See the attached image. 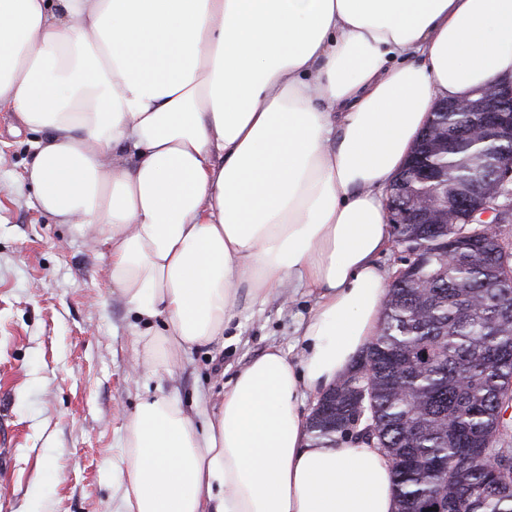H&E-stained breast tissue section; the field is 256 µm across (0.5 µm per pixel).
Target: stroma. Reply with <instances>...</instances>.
Here are the masks:
<instances>
[{"label":"stroma","instance_id":"obj_1","mask_svg":"<svg viewBox=\"0 0 512 512\" xmlns=\"http://www.w3.org/2000/svg\"><path fill=\"white\" fill-rule=\"evenodd\" d=\"M36 139L0 112V512H117L112 464L139 400L201 395L214 410L267 347L299 351L314 298L244 310L229 343L193 348L174 375L130 374L136 320L106 279V247L42 212L23 180Z\"/></svg>","mask_w":512,"mask_h":512}]
</instances>
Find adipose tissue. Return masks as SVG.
Masks as SVG:
<instances>
[{
	"label": "adipose tissue",
	"instance_id": "adipose-tissue-1",
	"mask_svg": "<svg viewBox=\"0 0 512 512\" xmlns=\"http://www.w3.org/2000/svg\"><path fill=\"white\" fill-rule=\"evenodd\" d=\"M510 77L512 0H0V112L40 135L41 210L108 249L146 326L130 372L316 297L299 355L267 348L215 412L139 401L121 512H396L391 460L315 444L304 398L377 334L384 191L435 101Z\"/></svg>",
	"mask_w": 512,
	"mask_h": 512
}]
</instances>
